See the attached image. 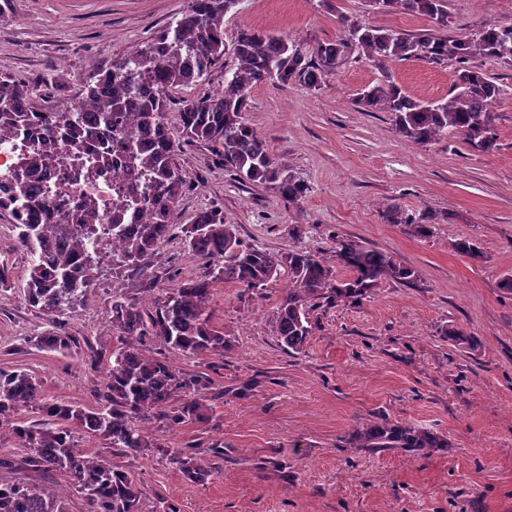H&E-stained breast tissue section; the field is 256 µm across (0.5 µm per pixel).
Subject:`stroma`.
I'll list each match as a JSON object with an SVG mask.
<instances>
[{"instance_id":"1","label":"stroma","mask_w":512,"mask_h":512,"mask_svg":"<svg viewBox=\"0 0 512 512\" xmlns=\"http://www.w3.org/2000/svg\"><path fill=\"white\" fill-rule=\"evenodd\" d=\"M188 0H0V74L22 81L32 107L70 111L85 84L112 57L136 48L180 17ZM448 32L464 36L512 24V0H447ZM415 36L433 29L427 15L380 10L366 0H238L224 17V40L255 29L316 44L338 40L341 16ZM506 93L493 106L497 147L472 149L449 133L422 147L403 139L386 112L364 111L357 94L383 71L359 56L319 90L269 81L248 94L247 123L270 153L310 186L290 204L262 185L226 172L210 147L186 143L176 155L188 190L177 224L219 207L242 239L274 251L302 248L332 257L337 239L353 240L408 267V283L383 281L354 304L316 307L304 350L286 353L272 327L287 274L264 289L214 283L207 312L229 342L224 355L171 354L182 372L207 374V423L152 427L156 450L125 466L143 487L141 512H512V67L481 60ZM410 96L450 97L455 66L424 60L389 63ZM445 215L429 237L389 222L392 208ZM469 238L481 256L453 244ZM28 256L0 217V263L11 270L0 288V369L38 376L44 394L86 409L97 406L104 370L84 350L60 354L32 338L47 318L23 293ZM162 286L192 280L204 263L180 233L147 259ZM136 295L127 267L102 249L78 312L63 327L81 339H111L112 296ZM477 336L466 352L441 336L446 326ZM387 417L444 435L449 445L409 452L353 448L358 426ZM221 444L223 454L211 451ZM197 446L209 477L193 483L169 460ZM60 492L71 512L85 501L61 473L0 468Z\"/></svg>"}]
</instances>
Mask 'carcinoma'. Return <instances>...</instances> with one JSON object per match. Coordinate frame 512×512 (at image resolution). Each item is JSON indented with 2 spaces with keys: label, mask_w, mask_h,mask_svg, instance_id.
Here are the masks:
<instances>
[{
  "label": "carcinoma",
  "mask_w": 512,
  "mask_h": 512,
  "mask_svg": "<svg viewBox=\"0 0 512 512\" xmlns=\"http://www.w3.org/2000/svg\"><path fill=\"white\" fill-rule=\"evenodd\" d=\"M378 9L400 7L429 16L440 33L405 37L343 16V35L336 41L309 48L292 39L241 29L233 43L234 62L216 94L184 98L178 103L183 141L204 143L218 150L224 167L242 180L266 186L290 204L310 192L309 184L291 166L274 158L266 141L245 122L248 91L265 81L298 84L317 90L351 53L380 69L393 61L426 60L456 64L453 96L424 102L406 93L382 73L379 83L359 93L365 111L388 112L396 131L408 141L428 146L448 132H458L475 150L488 152L497 141L491 108L502 89L478 66L477 57H491L512 66V24L489 27L464 37H449L446 0H369ZM237 0H189L175 22L157 31L144 46L112 58L72 113L32 109L28 88L9 75H0V141L10 138L22 122L36 128L37 147L24 155L16 171L17 184L28 168L58 169L64 157L82 159L90 169L110 162L118 150L131 171L148 177L152 194H132L102 214L98 201L86 197L74 209L56 210L57 220H44L49 199L23 192V213L15 216L17 238L30 254L24 296L49 316L50 329L35 336L36 345L62 355L78 347L79 339L62 330V318L83 304L91 285L98 254L99 234L112 241V256L140 278L138 289L150 295L140 303L122 293L112 295V334L116 345L89 347L91 365L106 361L104 388L98 407L86 410L59 401H46L41 381L24 371L0 370V430L8 428L22 452L23 468L61 472L84 497L88 512H138L144 491L132 474L114 461L119 453L135 457L154 448L146 425L159 422L169 428L208 420L204 391L210 379L180 371L165 351L192 355H222L229 348L224 334L206 313L213 284H239L263 289L288 270V288L273 314V328L284 351L298 353L312 334L310 311L321 303L351 304L364 298L384 280L408 283L414 272L391 256L351 240L336 242L334 262L302 248L271 251L245 242L237 225L219 210L200 212L181 227L184 246L205 260L206 271L194 280L162 289L156 297L157 276L144 275L141 262L158 253L172 236L174 214L187 186L185 173L175 163L180 143L170 136L166 114L173 89L198 82L224 57V15ZM95 119L111 137L91 149L84 133ZM159 198L148 218L129 231L126 211ZM390 222L413 228L419 237L432 233L439 216L431 211L391 210ZM349 274L339 278L337 268ZM441 335L463 350H475L476 337L451 326ZM157 341L164 351L146 355L138 344ZM36 407L43 419H18L23 408ZM83 431L105 441L104 451L77 448L75 433ZM350 447L370 451L404 448H448V440L386 417L357 428ZM170 461L190 482L210 476L196 462V447L174 451ZM0 512H70V503L52 489L36 484L0 482Z\"/></svg>",
  "instance_id": "carcinoma-1"
}]
</instances>
